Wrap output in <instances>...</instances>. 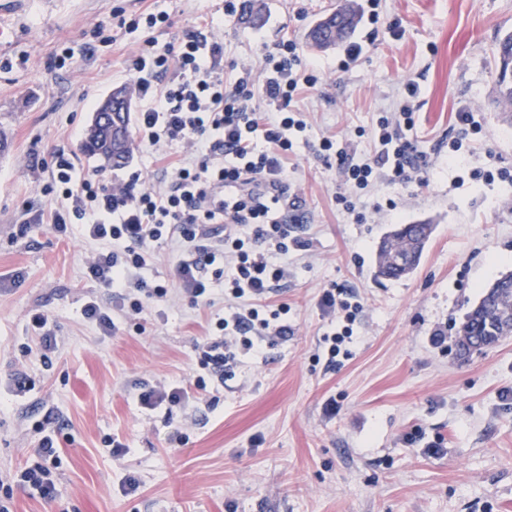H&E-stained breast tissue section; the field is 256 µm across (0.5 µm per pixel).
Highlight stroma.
Listing matches in <instances>:
<instances>
[{"label": "stroma", "instance_id": "35a3bbf8", "mask_svg": "<svg viewBox=\"0 0 512 512\" xmlns=\"http://www.w3.org/2000/svg\"><path fill=\"white\" fill-rule=\"evenodd\" d=\"M338 0H264L262 25L247 22L249 0L224 16V0H0V481L13 512H512V336L466 356L456 331L487 285L512 272V182L474 170L512 171V111L498 104L492 47L512 31V0H381L377 27L360 22L347 44L309 50L304 35ZM169 16L159 44L175 43L206 16L223 17L210 35L224 44L226 80L250 66L261 94L265 47L293 41L320 80L295 107L306 124L288 161L292 236L306 241L283 263L287 277L270 304L287 303L292 333L245 355L233 377L195 380L197 343L227 316L223 288L209 307L192 305L175 276L177 242L155 248L141 271L168 289L129 311L130 293L100 287L87 271L100 243L79 226L59 233L36 217L47 204L44 160L62 149L80 167L81 135L112 89L131 83L127 57L141 33L86 48L87 31L115 13ZM399 22L402 33L388 32ZM73 65L58 69L62 46ZM420 90L407 99L403 83ZM421 153L409 183L378 181L348 212L336 201L342 174L318 158L321 138L349 144L354 159L374 150L379 113L403 104ZM471 106L483 125L465 168L448 165L455 114ZM394 201L387 211L386 201ZM427 222L433 233L417 269L375 279L378 244L395 225ZM363 309L347 355L327 366L322 342L332 317L320 300L332 284ZM96 301L116 325L107 336L83 309ZM48 317L58 340L48 358L34 346L28 313ZM25 372L34 387L16 393ZM183 382L170 408L140 406L144 386ZM44 424L59 448L57 494L30 496L13 478L36 459ZM186 435L174 446V434ZM129 444L115 454L113 442Z\"/></svg>", "mask_w": 512, "mask_h": 512}]
</instances>
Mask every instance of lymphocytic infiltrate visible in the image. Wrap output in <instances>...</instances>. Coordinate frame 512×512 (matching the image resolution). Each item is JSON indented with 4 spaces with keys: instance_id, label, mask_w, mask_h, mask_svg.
I'll use <instances>...</instances> for the list:
<instances>
[{
    "instance_id": "obj_1",
    "label": "lymphocytic infiltrate",
    "mask_w": 512,
    "mask_h": 512,
    "mask_svg": "<svg viewBox=\"0 0 512 512\" xmlns=\"http://www.w3.org/2000/svg\"><path fill=\"white\" fill-rule=\"evenodd\" d=\"M224 46L199 30L186 31L177 44L159 45L150 36L127 68L136 78L141 106L135 132L141 143L180 145L183 156L157 154L167 185L145 186L139 173L106 185L98 173L79 167L72 154L50 155L43 192L46 218L57 232L81 225L84 235L101 242L88 262L90 277L105 288H130L144 297L164 298L166 286L139 276L146 255L169 239L183 245L175 265L181 291L192 304L211 306L215 285L225 296L247 301L244 311L221 318V336L207 338L199 364L216 377L233 373L242 355L256 351L261 340L276 342L291 332L287 305L270 308L267 299L286 276L276 259L302 248L283 220L288 185L287 159L298 133L305 129L292 108L301 88L318 82L314 64L304 62L291 42L275 44L263 55L264 106L252 92V71L241 67L233 82L224 79ZM175 71L164 89L160 75ZM415 124L410 107L398 115L382 113L371 131L375 152L353 161L347 148L321 139L318 157L335 160L345 175L346 192L337 202L355 211L359 192L378 178L408 183L417 151L406 132ZM322 304L336 314L324 336L329 358L351 337V325L362 310L348 290L325 289ZM38 465L21 480L31 494L50 500L56 487L43 463L58 457L52 436L40 438Z\"/></svg>"
}]
</instances>
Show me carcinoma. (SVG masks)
Returning a JSON list of instances; mask_svg holds the SVG:
<instances>
[{"mask_svg":"<svg viewBox=\"0 0 512 512\" xmlns=\"http://www.w3.org/2000/svg\"><path fill=\"white\" fill-rule=\"evenodd\" d=\"M359 21V9L354 0H344L336 10L320 17L306 32L305 44L313 51L325 52L336 48L351 37ZM497 74L499 99L512 105V33L497 40L493 49ZM112 95L123 97L125 109L117 110L111 118L113 102L104 100L96 113V121L89 126L81 144V151L110 167L126 163L131 150L128 127L130 105L133 98L131 86H120ZM433 232L431 224H407L396 227L384 237L378 248L375 275L397 280L410 275L419 265L424 248ZM499 290L483 292L476 313H467L461 327L474 337L477 346L496 344L502 336V315L512 311V280L500 281Z\"/></svg>","mask_w":512,"mask_h":512,"instance_id":"obj_1","label":"carcinoma"}]
</instances>
